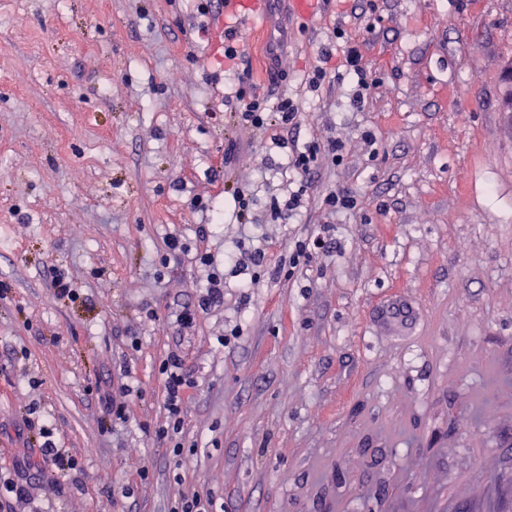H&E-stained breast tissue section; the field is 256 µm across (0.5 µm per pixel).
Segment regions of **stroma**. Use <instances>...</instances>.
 <instances>
[{
	"mask_svg": "<svg viewBox=\"0 0 512 512\" xmlns=\"http://www.w3.org/2000/svg\"><path fill=\"white\" fill-rule=\"evenodd\" d=\"M230 32L258 93L302 100L289 140L344 146L287 222L286 150L224 97ZM325 48L356 49L361 109L355 75L309 88ZM511 93L512 0H320L303 19L271 0L247 26L194 0H0V481L31 478L0 512H172L197 491L224 512H507ZM334 189L357 209L290 266ZM172 234L225 280L184 332L205 277ZM244 234L265 258L238 275ZM173 351L193 382L179 456L158 434ZM45 425L75 469L46 463ZM324 242V237L322 239L317 236L313 239L306 238L302 240H297L294 243V248L290 256V263L293 267H296L300 264L308 262L313 255V251L315 249H319Z\"/></svg>",
	"mask_w": 512,
	"mask_h": 512,
	"instance_id": "obj_1",
	"label": "stroma"
}]
</instances>
